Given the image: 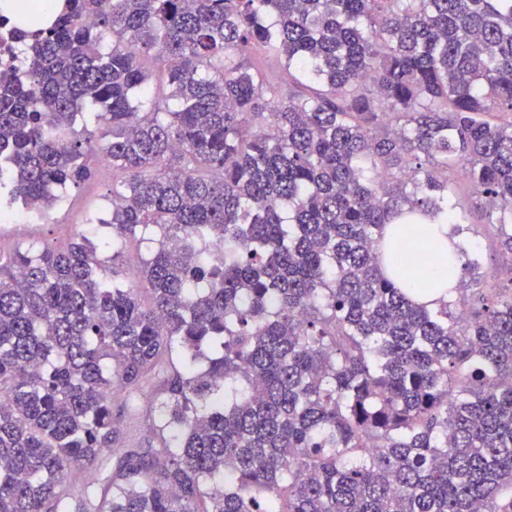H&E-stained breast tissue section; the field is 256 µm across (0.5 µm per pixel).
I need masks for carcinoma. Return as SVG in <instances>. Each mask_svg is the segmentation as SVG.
I'll return each instance as SVG.
<instances>
[{
	"label": "carcinoma",
	"instance_id": "1",
	"mask_svg": "<svg viewBox=\"0 0 512 512\" xmlns=\"http://www.w3.org/2000/svg\"><path fill=\"white\" fill-rule=\"evenodd\" d=\"M14 32L0 215L121 178L107 238L0 251V512H512V0H63ZM461 161L509 285L456 245L430 308L435 244L387 269L382 230L463 234ZM140 232L137 270L101 258Z\"/></svg>",
	"mask_w": 512,
	"mask_h": 512
}]
</instances>
